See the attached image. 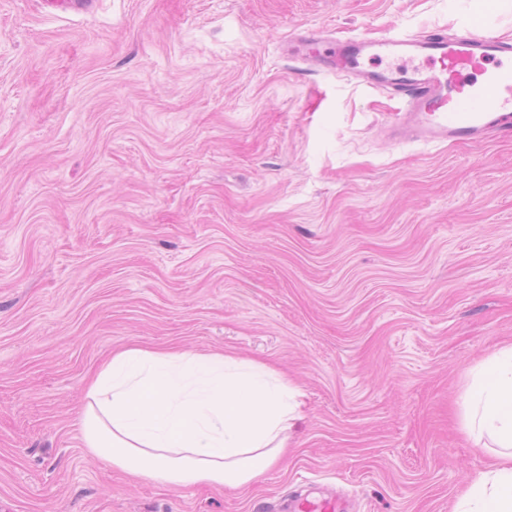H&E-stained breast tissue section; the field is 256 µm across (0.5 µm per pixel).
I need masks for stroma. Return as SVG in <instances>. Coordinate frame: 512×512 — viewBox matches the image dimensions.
<instances>
[{"instance_id":"35a3bbf8","label":"stroma","mask_w":512,"mask_h":512,"mask_svg":"<svg viewBox=\"0 0 512 512\" xmlns=\"http://www.w3.org/2000/svg\"><path fill=\"white\" fill-rule=\"evenodd\" d=\"M481 0H0V512H451L492 449L475 369L512 345V136L397 144L398 103L289 56L307 28L454 29ZM297 386L247 487L145 480L78 430L117 348ZM288 510L292 512H344L340 503L334 497L311 499L308 497H296L290 500Z\"/></svg>"}]
</instances>
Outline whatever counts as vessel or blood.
I'll return each mask as SVG.
<instances>
[{
    "mask_svg": "<svg viewBox=\"0 0 512 512\" xmlns=\"http://www.w3.org/2000/svg\"><path fill=\"white\" fill-rule=\"evenodd\" d=\"M305 46L314 68L347 76L398 98L387 127L399 143L478 144L512 134V39L487 12L463 17L454 32L389 29L377 37L304 29L288 39ZM290 512H344L333 497H296Z\"/></svg>",
    "mask_w": 512,
    "mask_h": 512,
    "instance_id": "1",
    "label": "vessel or blood"
}]
</instances>
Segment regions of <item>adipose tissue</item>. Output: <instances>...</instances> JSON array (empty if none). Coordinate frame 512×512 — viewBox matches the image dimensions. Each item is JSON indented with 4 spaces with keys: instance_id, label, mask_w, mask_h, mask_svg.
I'll return each mask as SVG.
<instances>
[{
    "instance_id": "adipose-tissue-1",
    "label": "adipose tissue",
    "mask_w": 512,
    "mask_h": 512,
    "mask_svg": "<svg viewBox=\"0 0 512 512\" xmlns=\"http://www.w3.org/2000/svg\"><path fill=\"white\" fill-rule=\"evenodd\" d=\"M299 391L265 365L209 353L126 347L84 392L86 448L114 468L176 486L239 489L280 460ZM466 431L489 437L499 462L454 512H512V346L481 363Z\"/></svg>"
}]
</instances>
